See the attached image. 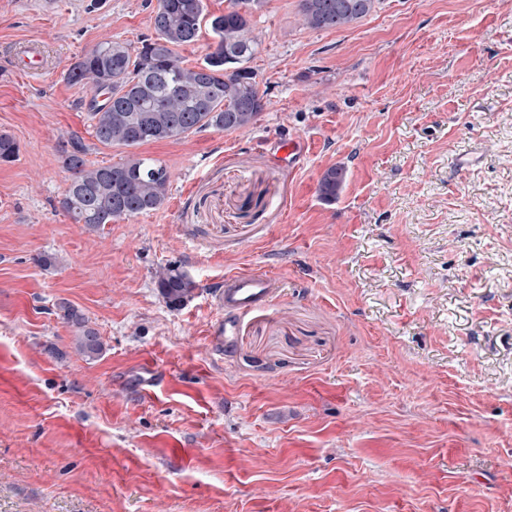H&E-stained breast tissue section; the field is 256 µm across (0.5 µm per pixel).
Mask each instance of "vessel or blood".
I'll list each match as a JSON object with an SVG mask.
<instances>
[{
    "label": "vessel or blood",
    "mask_w": 512,
    "mask_h": 512,
    "mask_svg": "<svg viewBox=\"0 0 512 512\" xmlns=\"http://www.w3.org/2000/svg\"><path fill=\"white\" fill-rule=\"evenodd\" d=\"M280 292L279 281L265 272L243 271L226 275L216 296L224 316L214 335L221 345H231L237 322L246 312L271 304Z\"/></svg>",
    "instance_id": "vessel-or-blood-1"
}]
</instances>
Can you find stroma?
Here are the masks:
<instances>
[{"mask_svg":"<svg viewBox=\"0 0 512 512\" xmlns=\"http://www.w3.org/2000/svg\"><path fill=\"white\" fill-rule=\"evenodd\" d=\"M40 2L0 0V512H512V0H383L338 31L266 0L257 122L138 147L166 203L95 231L60 208L58 144L128 151L63 74L151 35L150 7ZM25 40L45 75L7 65ZM169 264L196 286L175 309ZM250 269L283 292L214 350V294ZM345 170L342 167L329 168L320 178L317 192L320 199L331 203L336 201L345 186ZM60 318L75 330V348L77 352L89 359L99 357L103 352V343L98 332L89 326L88 320L68 302L56 304Z\"/></svg>","mask_w":512,"mask_h":512,"instance_id":"stroma-1","label":"stroma"}]
</instances>
